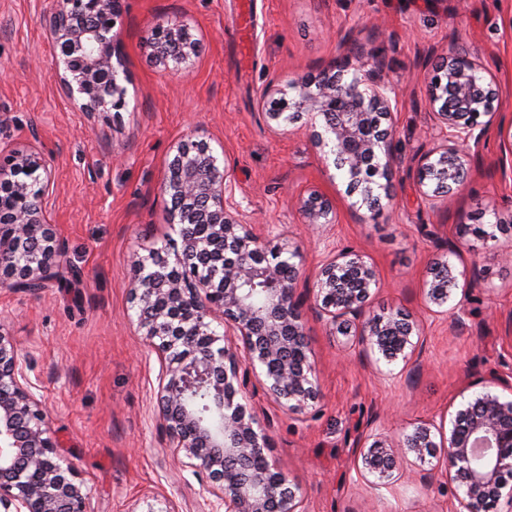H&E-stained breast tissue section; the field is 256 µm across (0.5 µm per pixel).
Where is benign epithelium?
<instances>
[{"mask_svg":"<svg viewBox=\"0 0 512 512\" xmlns=\"http://www.w3.org/2000/svg\"><path fill=\"white\" fill-rule=\"evenodd\" d=\"M122 0H51L44 14L48 38L63 65L60 82L68 97L90 113L126 107L120 83L122 44L114 32ZM198 45L187 25L166 20L153 27L150 56L165 68L190 64ZM341 69L314 82L268 86L276 94L265 114L279 128L308 116L322 119L315 144L329 148L333 166L356 197L352 206L379 208L381 180L394 161L390 137H373L371 124L391 117L394 89L383 60L357 69L349 80ZM429 104L451 139L418 161L417 181L429 201L451 198L465 170L469 141H480L493 125L498 94L468 52L446 58L428 81ZM47 162L30 150L0 160V283L37 291L54 279L60 252L46 219ZM164 192L175 205L168 223L179 237L175 266L160 252L134 263L131 298L146 339L164 357L157 394L161 427L172 447L206 475L211 512H304L298 488L264 453L266 434L254 427L246 407L235 401L238 354L265 375L268 393L289 411L319 398L305 343V320L296 291L299 273H284L297 252L270 249L245 230L246 216L230 203L233 181L226 165L202 142L177 147ZM298 208L307 224H329L333 204L312 190ZM448 286H429V302L443 308L458 288L453 265ZM373 268L357 255L341 254L323 264L314 284L319 315L332 327L360 321L361 335L388 363L407 361L415 351V326L403 316L369 315ZM266 285L264 302L252 305L245 285ZM224 318V335L240 343L235 352L219 345L209 319ZM208 392L212 418L200 419L188 399V372ZM28 357L0 333V512H88L84 483L62 463L46 411L31 380ZM422 424L400 441L405 454L424 462L442 457L450 480L464 489L461 512H512V399L490 391L460 408L447 439ZM393 444L374 435L360 442L355 465L373 483L396 481Z\"/></svg>","mask_w":512,"mask_h":512,"instance_id":"7a95c632","label":"benign epithelium"}]
</instances>
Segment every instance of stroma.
I'll return each mask as SVG.
<instances>
[{
	"label": "stroma",
	"mask_w": 512,
	"mask_h": 512,
	"mask_svg": "<svg viewBox=\"0 0 512 512\" xmlns=\"http://www.w3.org/2000/svg\"><path fill=\"white\" fill-rule=\"evenodd\" d=\"M47 0H0V155L40 150L51 169L49 218L61 276L36 292L0 286V333L25 352L58 453L83 480L90 512H209L204 479L159 427L163 362L131 300L135 258L167 248L162 185L177 145L209 144L226 161L248 228L299 248L297 296L318 401L285 410L257 377L239 402L269 437L267 455L299 489L305 512H459L463 490L439 461L399 457L401 477L379 488L357 471L360 438L401 441L425 422L451 424L461 404L499 377L512 380V156L496 134L470 150L467 182L451 201L422 198L417 158L447 136L427 83L466 47L512 122V0H124L126 107L88 116L66 95L42 16ZM187 23L198 55L167 71L149 55L154 25ZM381 55L396 88L391 126L394 197L378 216L352 209L345 185L303 124L271 130L259 106L274 79H318ZM318 188L331 224H307L297 197ZM495 225L488 240L465 225ZM352 251L373 267L369 305L417 324L409 361H376L356 329L318 320L308 285L330 256ZM452 264L450 312L427 299L434 262Z\"/></svg>",
	"instance_id": "stroma-1"
}]
</instances>
